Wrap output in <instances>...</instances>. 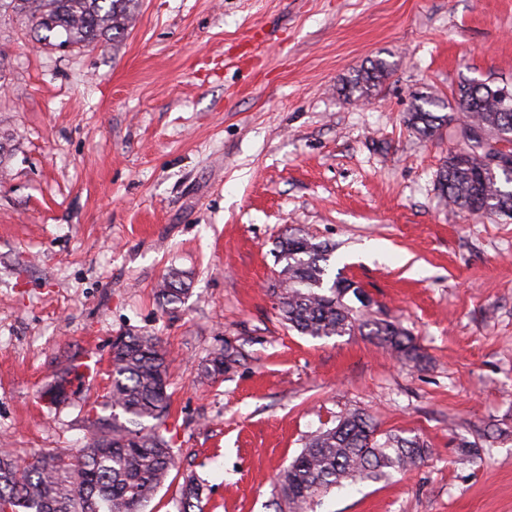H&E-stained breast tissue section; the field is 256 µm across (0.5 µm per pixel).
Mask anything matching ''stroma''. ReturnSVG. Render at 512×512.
Wrapping results in <instances>:
<instances>
[{
  "mask_svg": "<svg viewBox=\"0 0 512 512\" xmlns=\"http://www.w3.org/2000/svg\"><path fill=\"white\" fill-rule=\"evenodd\" d=\"M375 60L379 92L348 95ZM467 80L512 85V0H138L124 36L72 53L0 14V448L86 446L113 340L149 334L176 467L147 512H178L189 475L204 512H277L279 470L355 409L431 454L315 512H512V219L440 196L459 120L406 122L416 92ZM292 225L422 365L282 323L267 286ZM172 270L188 292L167 306ZM227 344L240 360L200 383ZM91 357L95 384L41 400Z\"/></svg>",
  "mask_w": 512,
  "mask_h": 512,
  "instance_id": "1",
  "label": "stroma"
}]
</instances>
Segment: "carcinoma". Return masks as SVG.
I'll use <instances>...</instances> for the list:
<instances>
[{
    "label": "carcinoma",
    "instance_id": "cac0c4a2",
    "mask_svg": "<svg viewBox=\"0 0 512 512\" xmlns=\"http://www.w3.org/2000/svg\"><path fill=\"white\" fill-rule=\"evenodd\" d=\"M136 0H0L1 9L26 16L37 42L45 46L83 49L104 38L125 33L135 19ZM389 75L377 61L347 80L351 95L367 97ZM465 115L458 134L462 148L448 155L437 187L448 203L472 212L512 217V167H492L485 148L498 141L512 143V111L505 109L503 87L467 82L453 100L419 92L409 113L414 130L431 136L448 123L440 109ZM282 264L270 290L281 319L289 328L312 338L371 337L399 358L420 364L425 356L409 332L373 319L365 309L349 305L354 282L337 277L325 282L328 249L301 228L287 230L278 240ZM184 283L172 275L158 295L163 303L181 302ZM237 351L226 346L205 367L214 378L236 363ZM170 362L155 336H119L112 343V384L103 407L108 416L92 420L91 442L77 452L57 450L36 456L25 466L0 448V512H145L175 466V455L161 433L169 407ZM429 455L419 437L382 433L366 412L338 417L305 442L300 453L279 474L275 491L289 512H310L331 489L386 470H409ZM202 489L192 476L182 485L181 512H203Z\"/></svg>",
    "mask_w": 512,
    "mask_h": 512
}]
</instances>
